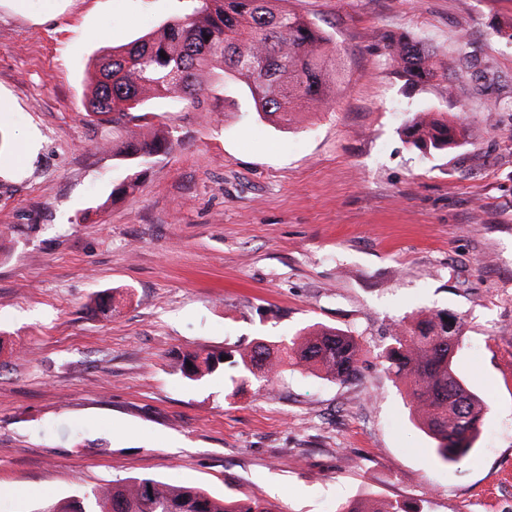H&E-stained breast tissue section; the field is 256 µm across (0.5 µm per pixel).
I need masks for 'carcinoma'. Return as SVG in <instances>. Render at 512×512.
<instances>
[{
	"label": "carcinoma",
	"instance_id": "obj_1",
	"mask_svg": "<svg viewBox=\"0 0 512 512\" xmlns=\"http://www.w3.org/2000/svg\"><path fill=\"white\" fill-rule=\"evenodd\" d=\"M191 12L166 20L157 31L98 59L89 78L85 109L125 132L112 153L138 165L168 152L171 131L154 125L158 99L202 108L204 78L231 73L249 92L254 110L274 124H288L296 108L322 112L344 83L331 63V38L315 23L278 8L275 0H192ZM395 74L408 88L435 78L443 66L420 41L392 44ZM148 131L141 132L142 128ZM405 143L436 153L460 146L465 127L436 113L413 116ZM464 342L459 317L448 309L420 312L397 325L380 358L386 369L410 383L412 415L436 442L435 454L456 463L472 443L488 403L471 390L458 369ZM360 346L341 330L325 328L276 344L260 338L243 350L193 351L178 357L180 375L203 382L236 370L240 385L273 382L289 365L345 382L358 371ZM226 361H221V357ZM36 512H280L256 495L217 496L201 487L173 485L153 477H129L65 499H44Z\"/></svg>",
	"mask_w": 512,
	"mask_h": 512
}]
</instances>
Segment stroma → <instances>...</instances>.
<instances>
[{
  "label": "stroma",
  "instance_id": "1",
  "mask_svg": "<svg viewBox=\"0 0 512 512\" xmlns=\"http://www.w3.org/2000/svg\"><path fill=\"white\" fill-rule=\"evenodd\" d=\"M284 6L341 58L330 109L272 124L228 74L202 110L156 101L174 147L131 168L83 109L85 73L185 0H0V484L18 488L0 512H35L26 485L64 498L134 476L280 512H512V41L497 34L512 0ZM403 37L446 77L405 90L388 48ZM422 112L466 141L410 148L401 130ZM109 290L107 320L90 300ZM436 309L459 317L460 370L491 404L453 466L379 356L395 323ZM321 326L359 340L355 378L286 367L237 391L173 368L180 351ZM364 505L362 503H354L351 501H346L339 503L336 505V512H421L422 510L419 508H413L410 504L406 502H387L380 503V507L376 508L372 511L361 510L366 507L361 508L360 506Z\"/></svg>",
  "mask_w": 512,
  "mask_h": 512
}]
</instances>
